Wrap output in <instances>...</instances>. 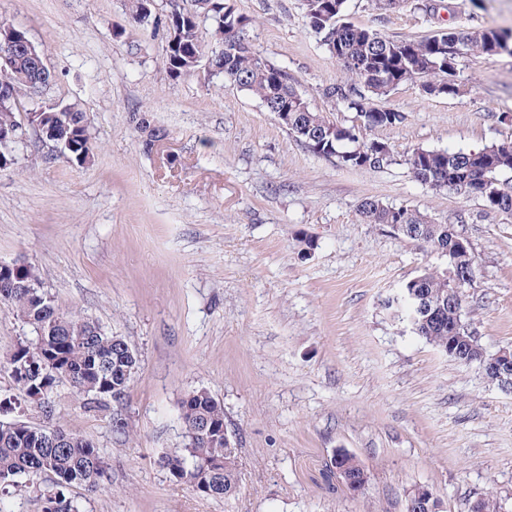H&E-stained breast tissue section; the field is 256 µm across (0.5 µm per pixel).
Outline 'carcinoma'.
I'll use <instances>...</instances> for the list:
<instances>
[{
    "mask_svg": "<svg viewBox=\"0 0 512 512\" xmlns=\"http://www.w3.org/2000/svg\"><path fill=\"white\" fill-rule=\"evenodd\" d=\"M347 0H304L306 17L329 55L338 60L349 83L328 89V94L356 112L361 124L343 126L314 109L293 87L281 69L268 63L251 43L249 22L239 15L232 0H196L192 15H156L145 11L147 0H127L129 25L146 30L172 27L179 33L176 44L165 43L164 65L168 75L178 79L196 71V57L209 50L215 73L257 97L270 112L288 113L279 123L289 134L303 141L314 153L334 158L346 167L379 168L392 162L390 149L370 141L364 131L393 126L404 114L375 106L406 82L424 81L428 76L452 74L458 58L467 53L493 56L509 47L511 36L494 28L474 31L444 30L418 40H393L379 32L344 20ZM214 22V43H202L200 21ZM6 72H24L27 80L17 81L16 94L29 95L34 121L52 133L79 167L94 158L86 113L75 103L61 105L38 99L40 80L33 74L31 59L18 53L9 61L0 59ZM19 121L14 101H0V153L15 155L20 145ZM416 181L434 189H448L466 198H480L495 211H512V147L491 144L477 151L417 148L407 158ZM365 224L399 226L401 234L415 233L413 240L425 250H450L465 240L452 225L433 224L421 213L393 207L378 200L360 206ZM426 301V312L416 311L418 301L405 282L400 293L387 301L390 318L406 324L410 332L443 352L455 340L458 328L468 341L457 344L451 359L461 365L470 362L479 346L473 330L463 319L465 294L448 302V274L443 269H424L415 276ZM0 301L13 306L18 318L38 331L45 322L54 324L51 336L23 339L6 359L20 393L43 405L59 380L67 381L88 404L102 403L128 389L139 368L138 359L126 356V341L106 332L88 318L65 308L45 291L34 269L28 265L0 279ZM188 442L162 456L163 468L173 481L206 496L222 497L238 488L237 448L228 447L224 437L193 435L196 421L205 419L224 427V406L205 389L193 390L180 401ZM108 464L90 441L61 431H47L20 422H0V488L16 483L21 476L43 472L55 476L53 486L42 494L43 512H79L67 497L73 485L100 488ZM342 478L356 480L365 473L349 453L336 460Z\"/></svg>",
    "mask_w": 512,
    "mask_h": 512,
    "instance_id": "1",
    "label": "carcinoma"
}]
</instances>
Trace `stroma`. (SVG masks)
I'll return each instance as SVG.
<instances>
[{
  "label": "stroma",
  "instance_id": "35a3bbf8",
  "mask_svg": "<svg viewBox=\"0 0 512 512\" xmlns=\"http://www.w3.org/2000/svg\"><path fill=\"white\" fill-rule=\"evenodd\" d=\"M233 3L315 109L358 124L326 93L346 75L303 0ZM0 17L53 74L41 100L87 112L94 148L82 168L28 133L0 170V262L31 266L140 363L121 399L92 408L61 381L41 407L3 366L32 330L0 303V421L78 435L109 464L105 489L71 487L80 512H406L420 487L436 512H468L487 495L512 512V393L390 320L384 301L443 261L359 215L375 199L462 229L475 255L464 319L487 353L512 348V214L420 184L406 164L417 148L512 143L511 51L460 57L450 95L399 85L384 105L404 122L367 133L392 163L352 168L309 151L223 76L171 78L163 34L129 28L124 0H0ZM346 18L395 40L448 27L512 34V0H347ZM136 112L169 132L153 151ZM200 388L223 405L238 448L228 499L159 464L183 447L179 402ZM341 451L365 466L362 489L333 474ZM53 482L19 478L0 505L42 512Z\"/></svg>",
  "mask_w": 512,
  "mask_h": 512
}]
</instances>
